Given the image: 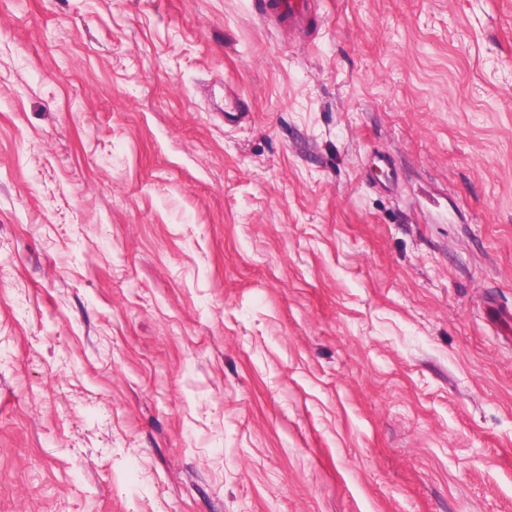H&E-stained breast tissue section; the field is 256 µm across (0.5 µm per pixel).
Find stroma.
<instances>
[{"label": "stroma", "instance_id": "obj_1", "mask_svg": "<svg viewBox=\"0 0 512 512\" xmlns=\"http://www.w3.org/2000/svg\"><path fill=\"white\" fill-rule=\"evenodd\" d=\"M319 2L0 0V512H512V0ZM316 0H261L259 17L274 22L288 32L302 33L307 37L314 34L313 4Z\"/></svg>", "mask_w": 512, "mask_h": 512}]
</instances>
